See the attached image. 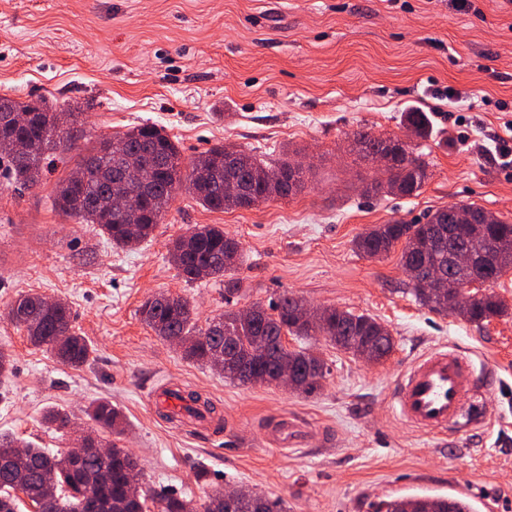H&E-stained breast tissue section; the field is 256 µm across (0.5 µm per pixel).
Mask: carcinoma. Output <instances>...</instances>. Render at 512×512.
I'll return each mask as SVG.
<instances>
[{
	"label": "carcinoma",
	"mask_w": 512,
	"mask_h": 512,
	"mask_svg": "<svg viewBox=\"0 0 512 512\" xmlns=\"http://www.w3.org/2000/svg\"><path fill=\"white\" fill-rule=\"evenodd\" d=\"M78 117L79 113L71 110L53 109L43 98L21 102L0 96V141L9 140L15 145V152L5 154L12 180L23 186L36 185L47 152L57 147L59 140L72 141L70 132ZM405 119L418 137L428 136L426 113L407 112ZM113 140L122 143L123 150L111 153L106 149L110 139H101L77 168L80 182L74 184L68 177L59 183L56 206L83 222L98 225L119 249L149 238L181 188L207 209L224 211L287 198L305 186L307 169L297 167L288 156L272 163L244 150L214 146L185 171L175 142L153 124L133 126ZM350 152L365 160H374L379 154L389 158L387 179L366 184L368 193L412 196L428 178L425 165L397 138L377 137L368 130H360L353 134ZM131 165L146 172L150 190L138 211L117 212L112 209L113 199L133 191L123 176ZM457 210H470L477 219L484 212L473 204L447 206L430 214L423 224H378L355 239L354 245L358 252L379 258L390 254L400 243L401 266L413 268L420 278L439 272L453 285L497 282L512 270V222L497 216L490 224L462 227L450 242L424 255L411 250L412 241L433 238ZM457 247L471 252V266L463 268L453 263L452 251ZM170 258L187 282L225 276V297L241 291V281L229 275L240 259L238 243L217 224L198 225L179 236L172 243ZM408 286L416 302L436 313H448L447 295L427 294L411 281ZM475 292L478 298L471 309L456 311L463 319L482 326L508 314V305L493 289L477 288ZM305 306V299L286 291L275 304L261 309L252 319H245L241 311L231 309L208 322L206 328L197 329L191 302L162 292L160 298L141 303L138 313L157 336L177 344L186 359L202 365L210 364L212 352L224 349V337H235L234 352L241 368L228 372L224 378L243 385L255 378L271 377L274 360L285 353L301 374L296 390L304 394L320 390L329 369L312 347L288 349L284 336H321L356 357L365 343L372 342L377 362L394 349L391 334L381 335V323L370 315L323 306L322 329L318 331L296 318V311ZM4 314L24 329L31 344L49 349L60 363L79 367L89 361L91 345L73 330L68 305L49 310L43 295L26 292L12 298ZM185 401L187 412L193 416L215 412L211 402L197 392H188ZM88 415L103 430L117 435L123 431L121 413L107 400L92 404ZM17 447L19 444L14 440L0 436V512H17V491L32 503L35 512H283L280 502L259 493L219 509L215 507L218 489L205 493L197 507L191 500L158 492L142 480L133 487L128 475L137 464L127 449L115 443L111 444L112 454H90L81 460L30 446L17 453ZM428 500L432 501L434 512H473L472 505L462 498L430 496Z\"/></svg>",
	"instance_id": "carcinoma-1"
}]
</instances>
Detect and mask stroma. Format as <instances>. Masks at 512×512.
<instances>
[{
  "label": "stroma",
  "mask_w": 512,
  "mask_h": 512,
  "mask_svg": "<svg viewBox=\"0 0 512 512\" xmlns=\"http://www.w3.org/2000/svg\"><path fill=\"white\" fill-rule=\"evenodd\" d=\"M0 95L79 109L73 145L49 151L38 185L0 173V309L18 293L67 303L90 342V362L58 363L0 318V349L14 359L0 380V434L64 452L90 432L85 411L108 400L126 417L120 447L156 490L199 500L239 487L285 512H375L396 496H456L475 512H512V314L484 326L422 307L404 293L398 252L369 258L354 240L377 224H422L428 213L476 204L512 221V169L485 148L512 144V0H0ZM427 112L417 138L406 112ZM163 128L184 163L218 145L267 161L299 150L304 189L248 209L203 207L177 191L148 240L113 248L98 225L54 204L59 181L99 139L141 123ZM367 127L408 143L428 179L414 196L368 195L376 163L350 154ZM223 225L240 243L241 296L222 281L185 282L171 241ZM293 292L314 306L365 313L394 338L368 364L328 343L330 373L311 395L241 385L183 358L138 314L151 293L193 302L198 326ZM468 353L474 421L433 435L403 421L392 390L402 368L431 348ZM206 396L204 426L153 412L160 385ZM71 429L42 421L46 408ZM302 431L279 446L284 420Z\"/></svg>",
  "instance_id": "stroma-1"
}]
</instances>
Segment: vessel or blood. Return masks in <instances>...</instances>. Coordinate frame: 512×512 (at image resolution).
<instances>
[{
  "mask_svg": "<svg viewBox=\"0 0 512 512\" xmlns=\"http://www.w3.org/2000/svg\"><path fill=\"white\" fill-rule=\"evenodd\" d=\"M471 360L463 351L437 347L415 358L402 374L393 396L399 416L434 433L462 428L472 413L463 372Z\"/></svg>",
  "mask_w": 512,
  "mask_h": 512,
  "instance_id": "b4317fda",
  "label": "vessel or blood"
}]
</instances>
